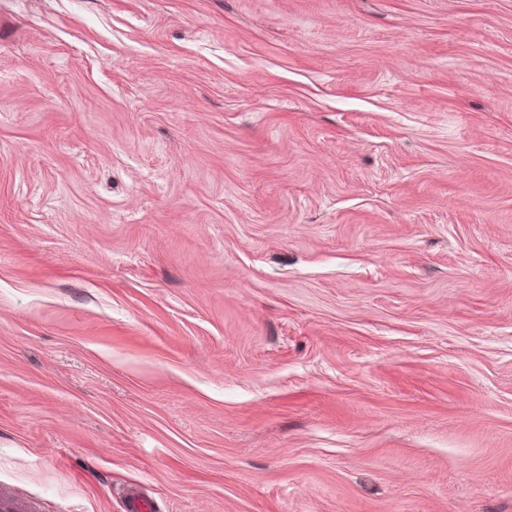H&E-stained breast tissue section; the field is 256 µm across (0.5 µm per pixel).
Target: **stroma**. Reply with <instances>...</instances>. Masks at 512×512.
<instances>
[{"label":"stroma","instance_id":"35a3bbf8","mask_svg":"<svg viewBox=\"0 0 512 512\" xmlns=\"http://www.w3.org/2000/svg\"><path fill=\"white\" fill-rule=\"evenodd\" d=\"M2 485L512 512V0H0Z\"/></svg>","mask_w":512,"mask_h":512}]
</instances>
